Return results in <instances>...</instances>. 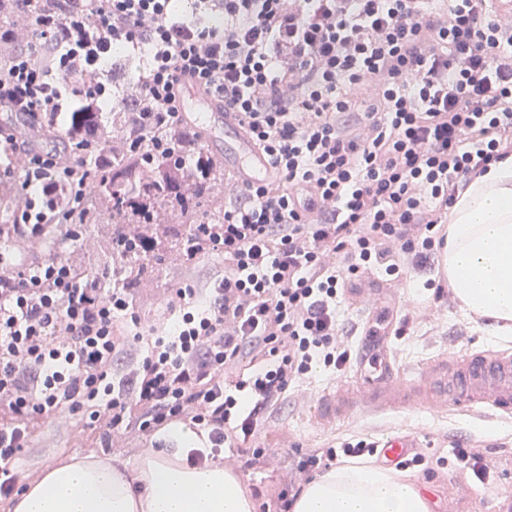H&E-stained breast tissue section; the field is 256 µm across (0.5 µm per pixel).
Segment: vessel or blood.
<instances>
[{
	"mask_svg": "<svg viewBox=\"0 0 512 512\" xmlns=\"http://www.w3.org/2000/svg\"><path fill=\"white\" fill-rule=\"evenodd\" d=\"M184 91L187 103L182 107L181 116L185 121L210 127L235 125L233 114L224 111L222 105L199 86L188 83ZM226 158L241 185L276 178L267 156L252 145L246 134H238ZM386 328V320L367 321L360 359L369 368L368 384L359 392L339 389L325 394L319 414L322 422L337 423L360 410L383 414L397 409L447 405L467 410L488 406L500 413L512 412L511 350L488 349L445 357L404 380L396 376L387 351L378 346ZM414 445L413 438L400 434L387 436L378 443L381 455L396 463L405 458Z\"/></svg>",
	"mask_w": 512,
	"mask_h": 512,
	"instance_id": "vessel-or-blood-1",
	"label": "vessel or blood"
}]
</instances>
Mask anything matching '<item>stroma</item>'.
Listing matches in <instances>:
<instances>
[{
  "mask_svg": "<svg viewBox=\"0 0 512 512\" xmlns=\"http://www.w3.org/2000/svg\"><path fill=\"white\" fill-rule=\"evenodd\" d=\"M110 231V224L98 225L88 232L81 245L61 244L52 252L67 259L80 256L87 272H112V258L105 248ZM10 250L17 260L27 264L52 253L21 240L12 241ZM186 271L180 253L174 251L160 265L156 277L134 288L143 336H150L152 330L170 321L166 304L173 289L185 286ZM368 276L382 288L372 298V309L390 317L391 333L384 344L401 375L411 376L433 361L475 349L512 348V339L503 341L492 336L488 322L474 321L458 302L445 304L437 300L433 289L423 282L401 285L378 270L369 271ZM358 376L359 365L354 360L336 373L320 367L313 369L289 389L287 398L274 410L269 426L257 439L258 445L270 448V462L251 467L244 456L226 458V465L239 476L255 503L274 504L280 485L288 476V458L296 451L347 438L377 441L392 432L416 440L423 460L410 463L403 475L420 486L431 512H492L500 497L512 491V417L481 418L447 407L404 409L380 417L359 413L337 424H322L318 419L321 398L327 392L356 384ZM110 421V415H103L91 428L79 415L66 410L41 420L16 463L18 484H26L46 466L74 455L132 461L144 449L164 447L168 437L164 430L115 436ZM457 444L478 447L495 464L493 484L475 482L457 467L451 452Z\"/></svg>",
  "mask_w": 512,
  "mask_h": 512,
  "instance_id": "35a3bbf8",
  "label": "stroma"
}]
</instances>
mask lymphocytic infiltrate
<instances>
[{"mask_svg": "<svg viewBox=\"0 0 512 512\" xmlns=\"http://www.w3.org/2000/svg\"><path fill=\"white\" fill-rule=\"evenodd\" d=\"M89 2L92 32L74 19L78 0H50L36 43L0 69V112L57 118L46 53L97 78L116 47L142 42L159 123L181 124L192 80L278 177L231 189L223 223L193 225L189 258L223 255L224 275L202 302L177 289L178 319L144 347L118 332V320L138 321L125 290L54 255L20 265L0 252L4 496L34 423L63 409L92 423L109 410L122 434L183 423L264 463L252 441L269 410L315 365L338 371L350 358L336 310L345 278L427 271L459 190L512 153V20L489 0H220L216 26L171 0ZM85 180L82 161L33 156L18 184L35 196L0 240L71 239L61 201ZM373 450L359 438L295 454L279 512L312 468Z\"/></svg>", "mask_w": 512, "mask_h": 512, "instance_id": "lymphocytic-infiltrate-1", "label": "lymphocytic infiltrate"}]
</instances>
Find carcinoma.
Segmentation results:
<instances>
[{
	"instance_id": "cac0c4a2",
	"label": "carcinoma",
	"mask_w": 512,
	"mask_h": 512,
	"mask_svg": "<svg viewBox=\"0 0 512 512\" xmlns=\"http://www.w3.org/2000/svg\"><path fill=\"white\" fill-rule=\"evenodd\" d=\"M43 6L37 0L25 15L13 0H0L4 47H12L17 33L33 23ZM148 105L138 82L130 79L112 91V124L104 122L101 94L79 90L65 112L63 129L52 121L41 127L44 136L87 147L89 179L84 202L73 217L74 230L109 216L108 251L118 265L119 288H134L151 276L171 249L170 239L179 249L186 246L187 234L174 238L169 225L182 224L188 230L192 224L223 221L224 202L203 195L224 179V168L213 158L200 167L187 162L188 146L199 140L196 128H157L145 111Z\"/></svg>"
}]
</instances>
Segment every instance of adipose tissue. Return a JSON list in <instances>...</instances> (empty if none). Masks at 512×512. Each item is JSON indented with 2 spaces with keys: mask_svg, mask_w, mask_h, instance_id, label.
<instances>
[{
  "mask_svg": "<svg viewBox=\"0 0 512 512\" xmlns=\"http://www.w3.org/2000/svg\"><path fill=\"white\" fill-rule=\"evenodd\" d=\"M442 270L462 310L490 319L512 338V155L491 165L448 212ZM136 462L72 457L47 466L0 512H255V502L223 463H186L190 432ZM292 512H430L420 487L370 464L332 470L308 482Z\"/></svg>",
  "mask_w": 512,
  "mask_h": 512,
  "instance_id": "obj_1",
  "label": "adipose tissue"
}]
</instances>
